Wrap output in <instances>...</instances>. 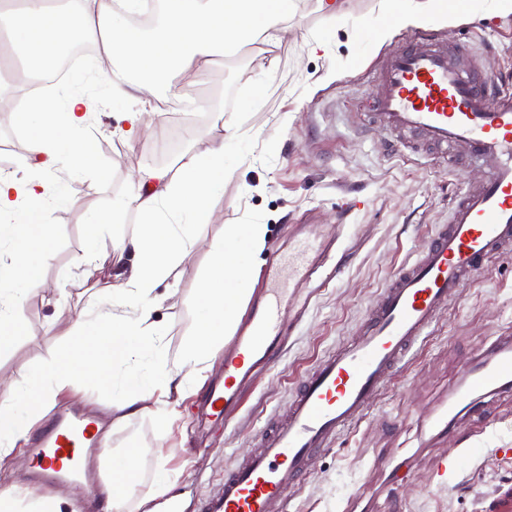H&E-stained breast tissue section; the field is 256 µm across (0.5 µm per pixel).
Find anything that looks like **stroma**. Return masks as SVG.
<instances>
[{
    "label": "stroma",
    "mask_w": 512,
    "mask_h": 512,
    "mask_svg": "<svg viewBox=\"0 0 512 512\" xmlns=\"http://www.w3.org/2000/svg\"><path fill=\"white\" fill-rule=\"evenodd\" d=\"M378 7L379 0H344L346 22L333 26L317 0H298L282 40L247 41L200 73L156 84L142 114L146 131L134 137L115 133L113 102L99 86L88 88L100 172L67 177V197L48 215L54 230L48 285L20 308L26 334L0 352L2 378L25 382L61 355L90 296L118 285L111 237L133 233L140 218L130 208L113 229L96 232L87 216L130 196L134 173L174 167L188 150L205 153L224 135L213 113L238 114L239 137L230 151L241 162L197 226L203 240L221 237L228 224H262L272 251L287 246L289 225L333 224L343 203L363 201L345 217L335 268L324 284L289 290L288 305L302 319L273 369L245 392L229 425H195L201 387L181 400L178 417L165 424L146 416L114 425L110 394L80 377L58 396L57 406L94 417L110 448L141 449L129 512L136 500L162 493L156 472L163 455L168 469L181 473L169 498L180 512H204L207 500L223 489L225 469L260 447L308 370L357 338L387 281L447 223L453 197L485 175L479 162H447L414 135L407 149H391L390 134L369 123L374 71L414 33L398 28L391 39L380 40L371 25ZM435 33L470 48L488 74L512 76V15L465 16ZM314 37L326 41L327 53L310 52ZM330 71L337 80L326 81ZM173 83L194 102L192 119L167 110ZM91 246L95 262L75 267L76 257ZM205 269L204 251H192L156 289L154 318L167 334L170 364L178 363L194 328V287ZM509 337L512 253L493 260L449 301L431 335L415 345L410 367L394 370L367 416L318 452L310 473L292 488L288 512H512V389L477 396L452 430L441 423L466 365ZM439 456L457 462L442 485L432 475Z\"/></svg>",
    "instance_id": "obj_1"
}]
</instances>
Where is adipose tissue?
<instances>
[{"mask_svg":"<svg viewBox=\"0 0 512 512\" xmlns=\"http://www.w3.org/2000/svg\"><path fill=\"white\" fill-rule=\"evenodd\" d=\"M295 0H165L162 15L149 32L129 25L145 12L148 0H81L68 12L65 25L53 22L51 0H21L0 6V56L18 59L33 75H42L54 48L94 42L100 55L137 68L140 79L119 83L106 73H78L52 97L36 98L16 115L27 134V159L17 170L0 173V253L11 259L8 276H0V348L24 335L17 306L46 284L52 232L48 210L62 198L64 184L49 183L31 173V160L64 163L69 174L95 168L92 114L80 95L91 78L110 87L114 101H141L156 82L175 70L206 68L212 58L254 38L281 40L284 22ZM462 15L453 0H382L375 19L379 33L392 25H455ZM234 172L216 140L202 154L180 157L177 173L149 171L139 175L137 190L123 200L141 223L132 235L112 238L115 264H128L122 287L112 289L105 308L81 313L68 351L40 367L30 381L0 384V461L27 440L34 421L75 377L93 380L112 393L115 424L137 416L166 418L175 412L172 395L191 388L201 364L212 357L235 326L248 293L243 283L265 247L261 224H228L223 237L207 249L209 267L196 291V325L185 341L180 362L169 366L165 332L154 321V291L181 258L198 248L195 226ZM124 457L107 453L102 494L106 512H125L136 501L137 512H163L153 499L134 500L138 476L124 475Z\"/></svg>","mask_w":512,"mask_h":512,"instance_id":"ef3b65f1","label":"adipose tissue"}]
</instances>
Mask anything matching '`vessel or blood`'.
Masks as SVG:
<instances>
[{"label": "vessel or blood", "mask_w": 512, "mask_h": 512, "mask_svg": "<svg viewBox=\"0 0 512 512\" xmlns=\"http://www.w3.org/2000/svg\"><path fill=\"white\" fill-rule=\"evenodd\" d=\"M372 107L388 131L414 130L447 151L461 149L482 162L485 176L454 198L447 224L390 278L359 337L306 374L261 449L225 470L209 512H288V491L310 472L314 451L368 414L392 369L410 361L449 300L491 257L512 251V94L488 104L477 73L420 32L382 61ZM342 230L334 224L324 235L291 234L287 252L271 256L266 286L224 351V377L211 384L199 423L225 422L236 413L244 384L279 348L290 321L286 284L311 283ZM511 383L512 344L505 342L468 366L448 406L468 408L472 396ZM102 443L94 419L59 414L34 443L29 478L47 491L91 478V455Z\"/></svg>", "instance_id": "b4317fda"}]
</instances>
